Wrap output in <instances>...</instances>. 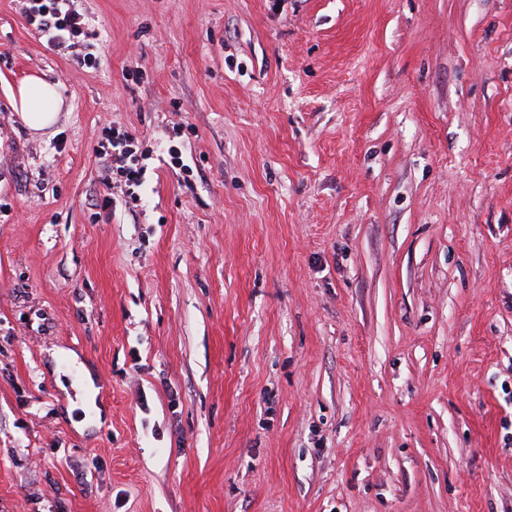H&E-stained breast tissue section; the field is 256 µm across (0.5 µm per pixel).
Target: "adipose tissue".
Wrapping results in <instances>:
<instances>
[{"mask_svg": "<svg viewBox=\"0 0 512 512\" xmlns=\"http://www.w3.org/2000/svg\"><path fill=\"white\" fill-rule=\"evenodd\" d=\"M13 107L31 133L44 134L58 122L64 99L57 84L41 76L23 79L12 92Z\"/></svg>", "mask_w": 512, "mask_h": 512, "instance_id": "ef3b65f1", "label": "adipose tissue"}]
</instances>
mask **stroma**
I'll list each match as a JSON object with an SVG mask.
<instances>
[{"instance_id":"35a3bbf8","label":"stroma","mask_w":512,"mask_h":512,"mask_svg":"<svg viewBox=\"0 0 512 512\" xmlns=\"http://www.w3.org/2000/svg\"><path fill=\"white\" fill-rule=\"evenodd\" d=\"M28 6L0 512H512V0H73L58 49ZM13 107L33 134H44L58 122L64 99L57 84L27 76L12 92ZM104 139L105 142L102 143L101 148L104 156L107 157L111 174L120 175L129 188L143 187L146 182L147 167L140 163L131 149L134 146V138L127 132L113 133L109 128Z\"/></svg>"}]
</instances>
